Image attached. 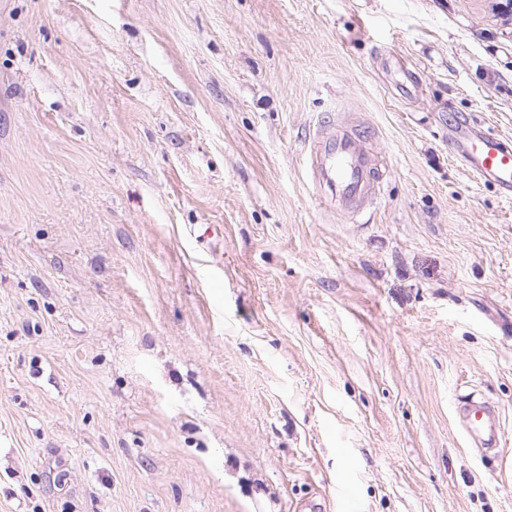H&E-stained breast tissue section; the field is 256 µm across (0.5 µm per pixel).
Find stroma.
Segmentation results:
<instances>
[{
	"instance_id": "35a3bbf8",
	"label": "stroma",
	"mask_w": 512,
	"mask_h": 512,
	"mask_svg": "<svg viewBox=\"0 0 512 512\" xmlns=\"http://www.w3.org/2000/svg\"><path fill=\"white\" fill-rule=\"evenodd\" d=\"M330 112L389 169L361 224L306 181ZM462 119L512 138L494 0H0V512H512V205ZM448 147L461 157L467 171L479 181L494 186L506 202L512 203L511 138L493 136L463 119L450 129ZM458 418L465 434L491 452L500 447L499 431L495 424L497 410L487 402L459 401Z\"/></svg>"
}]
</instances>
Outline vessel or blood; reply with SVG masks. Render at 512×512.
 <instances>
[{
  "instance_id": "obj_1",
  "label": "vessel or blood",
  "mask_w": 512,
  "mask_h": 512,
  "mask_svg": "<svg viewBox=\"0 0 512 512\" xmlns=\"http://www.w3.org/2000/svg\"><path fill=\"white\" fill-rule=\"evenodd\" d=\"M369 127L344 116L318 119L306 141L305 171L313 197L326 211L346 219L363 216L376 202L384 164L371 149ZM450 150L467 171L494 186L512 203V139L494 136L462 120L448 135ZM458 417L465 434L486 451L500 446L497 410L486 402L463 401Z\"/></svg>"
}]
</instances>
